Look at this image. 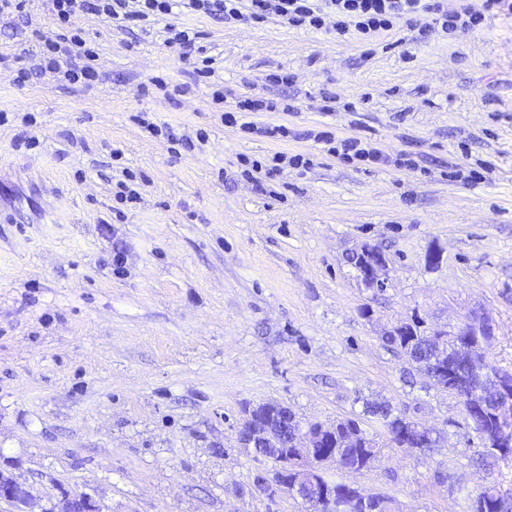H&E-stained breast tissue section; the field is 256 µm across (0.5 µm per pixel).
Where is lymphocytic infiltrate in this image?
<instances>
[{
  "mask_svg": "<svg viewBox=\"0 0 512 512\" xmlns=\"http://www.w3.org/2000/svg\"><path fill=\"white\" fill-rule=\"evenodd\" d=\"M501 0H484V8H448L444 0H47L58 28L56 36L42 40L37 70L19 69L17 79L27 82L34 73L51 72L69 84L87 85L96 79L92 65L95 52L88 47L81 31L73 29L71 19L79 13L102 16L119 23L145 28L173 14L188 9L227 23H261L279 17L297 28L326 30L336 36L349 31L368 37L390 30L398 20H413L426 13L431 17V31L446 36L476 30L485 23ZM278 105L271 100L245 98L235 110L225 112L224 123L245 133H260L277 140L288 139L290 131L283 125L257 126L249 114L274 112ZM326 145L329 154L351 162L372 165L404 166L403 157H391L358 137L339 138L328 131L314 135Z\"/></svg>",
  "mask_w": 512,
  "mask_h": 512,
  "instance_id": "f902f5d3",
  "label": "lymphocytic infiltrate"
}]
</instances>
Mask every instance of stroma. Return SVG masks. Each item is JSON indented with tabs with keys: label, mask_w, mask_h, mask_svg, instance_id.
Segmentation results:
<instances>
[{
	"label": "stroma",
	"mask_w": 512,
	"mask_h": 512,
	"mask_svg": "<svg viewBox=\"0 0 512 512\" xmlns=\"http://www.w3.org/2000/svg\"><path fill=\"white\" fill-rule=\"evenodd\" d=\"M429 22L368 42L177 12L170 23L211 59L205 79L167 25L79 14L98 79L67 87L49 73L18 85L7 66L38 64L56 29L45 0L0 18L1 473L46 507L87 493L103 512H303L254 492L275 465L238 443L243 408L277 403L376 435L374 466L335 478L399 512H471L482 486L512 475L476 465L456 397L381 339L415 315L454 324L481 307L491 358L512 368V0L474 32ZM286 72L291 85L273 83ZM154 77L179 96L150 89ZM252 95L286 106L253 121L294 138L224 125V107ZM327 96L335 111H321ZM142 112L207 138L174 148L142 132ZM323 126L417 166L342 161L306 139ZM278 152L312 164L258 190L243 159ZM129 174L139 197L121 208ZM366 245L390 259L385 291L347 260ZM379 404L438 430V447H392L368 412Z\"/></svg>",
	"instance_id": "obj_1"
}]
</instances>
